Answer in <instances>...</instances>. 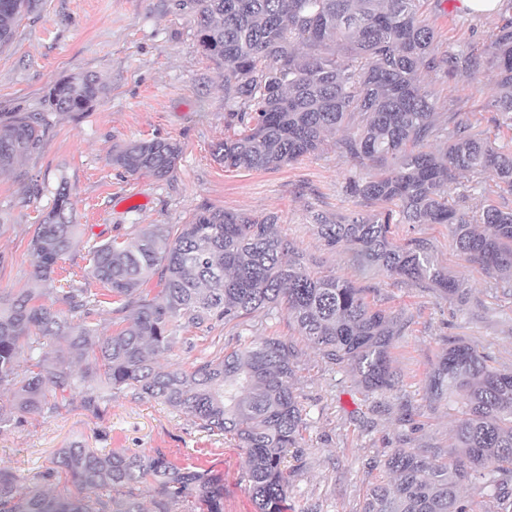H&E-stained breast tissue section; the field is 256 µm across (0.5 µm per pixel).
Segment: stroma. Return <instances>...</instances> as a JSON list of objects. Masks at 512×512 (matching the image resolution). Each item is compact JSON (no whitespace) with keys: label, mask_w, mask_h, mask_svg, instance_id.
I'll return each mask as SVG.
<instances>
[{"label":"stroma","mask_w":512,"mask_h":512,"mask_svg":"<svg viewBox=\"0 0 512 512\" xmlns=\"http://www.w3.org/2000/svg\"><path fill=\"white\" fill-rule=\"evenodd\" d=\"M423 17L441 50L478 54L512 18V0L488 18L461 10L458 0H425ZM197 19L180 0H42L24 15L11 43L0 48V119L21 109L43 113V145L23 164L24 177L0 175V294L33 287L29 242L67 182L73 219L83 239H129L136 224H182L201 206L254 214L276 213L283 235L317 261L368 289V300L401 315L405 328L391 349L398 383L393 391L367 393L351 371L327 363L299 342L302 351L294 387L304 406L303 464L291 473L288 512H360L373 481L382 477L387 455L400 447L440 455L451 450L458 415L454 400L431 403L427 376L451 340L462 339L491 366L512 371V296L493 278L459 261L444 224H400L398 239H428L437 263L461 280L466 302L448 300L425 285L398 283L374 272L360 273L347 250H328L313 231L314 213L360 211L344 186L361 170L334 144L298 162L269 171L227 170L213 156L230 136L224 72L202 56ZM97 74L106 95L89 112H51V86L78 73ZM443 123L470 122L498 143L512 130L490 118L495 77L457 71L429 78ZM177 141L182 154L172 177L129 176L113 168L114 149L139 139ZM294 331L285 313H254L240 326H217L208 335L192 331V348L177 347L160 363L190 367L265 337ZM85 389L68 395L53 414L23 416L0 432V469L20 487L43 482L59 448L80 440L89 447L128 454L163 453L178 466H195L224 478V512H255L245 479V455L231 441L203 431L196 419L131 392L113 394L97 410L84 405Z\"/></svg>","instance_id":"obj_1"}]
</instances>
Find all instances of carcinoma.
Wrapping results in <instances>:
<instances>
[{
    "label": "carcinoma",
    "mask_w": 512,
    "mask_h": 512,
    "mask_svg": "<svg viewBox=\"0 0 512 512\" xmlns=\"http://www.w3.org/2000/svg\"><path fill=\"white\" fill-rule=\"evenodd\" d=\"M423 0H187L197 16L201 53L225 67L227 123L239 127L217 143L215 161L227 169L267 171L322 150H336L365 170L346 183L348 194L387 204L378 214L315 216L324 245L342 247L360 271L426 284L463 301L460 280L435 263L428 242L399 241L394 224H446L460 260L477 266L512 295V208L492 203L470 214L449 201L466 174L491 173L512 192V146L473 133L468 122L437 120L430 74L463 69L496 72L497 112L491 122L512 129V18L483 54L448 55L421 17ZM40 0H0V45ZM92 72L71 74L50 89L52 112H88L105 95ZM44 120L16 111L0 121V174L17 173L43 144ZM181 146L170 139L141 140L117 150L110 164L130 176L168 178ZM57 191L29 249L35 288L0 296V430L14 415L54 413L78 387L90 390L95 409L115 391L130 389L199 421L212 435L233 439L246 457V479L256 512H285L290 449L300 448L304 409L291 381L301 350L293 341L263 338L190 368L163 369L159 357L182 341L180 333L239 325L248 315L285 311L299 336L326 362L345 365L363 390L396 385L390 349L402 334L398 316L372 306L365 289L335 273L315 270L277 228L274 214L210 207L184 224H145L134 237L88 246L83 277L99 292L56 287L58 262L79 243L80 228ZM159 275L155 294L145 287ZM130 312L127 326L101 336L87 321L106 304ZM61 339L88 359L74 375L62 357H48ZM27 353V366L19 357ZM432 401L460 403L450 459L417 448H397L384 467L390 480L370 487L361 512H469L461 486L489 477L497 512H512V372L487 364L471 345L448 346L428 376ZM50 478L64 473L84 491L63 496L40 486L18 491L0 469V512H145L140 487L154 485L153 512L190 502L191 512H224L223 479L175 467L158 452H101L72 441L56 453Z\"/></svg>",
    "instance_id": "cac0c4a2"
}]
</instances>
